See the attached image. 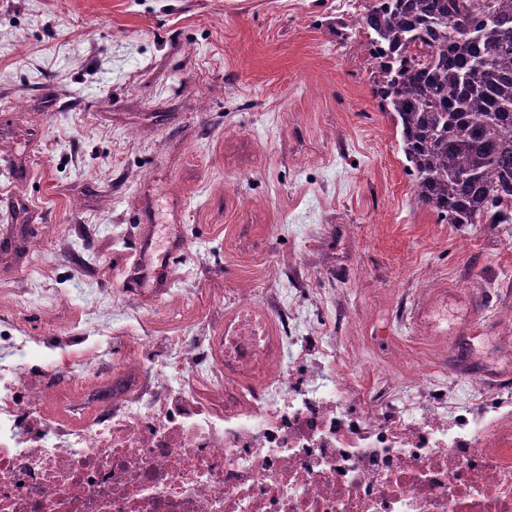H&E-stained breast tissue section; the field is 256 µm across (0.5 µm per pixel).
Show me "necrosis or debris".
Listing matches in <instances>:
<instances>
[{
    "instance_id": "obj_1",
    "label": "necrosis or debris",
    "mask_w": 512,
    "mask_h": 512,
    "mask_svg": "<svg viewBox=\"0 0 512 512\" xmlns=\"http://www.w3.org/2000/svg\"><path fill=\"white\" fill-rule=\"evenodd\" d=\"M224 331L124 337L111 375L73 387L61 361L36 378L0 362V512H512V419L485 421V385L448 383L404 352L361 388L308 336L296 383L298 308L246 289Z\"/></svg>"
}]
</instances>
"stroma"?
<instances>
[{"label":"stroma","mask_w":512,"mask_h":512,"mask_svg":"<svg viewBox=\"0 0 512 512\" xmlns=\"http://www.w3.org/2000/svg\"><path fill=\"white\" fill-rule=\"evenodd\" d=\"M369 0H0V336L34 375L54 361L121 355L120 336H206L219 293L297 288L319 297L311 325L390 344L422 363V328L448 338V378L489 385L487 420L512 413V236L498 224H447L417 206L400 134L375 94ZM351 23L346 37L337 21ZM250 224L248 244L235 239ZM322 249L327 266L306 256ZM141 278L138 313L99 304ZM69 299L53 320L40 298ZM447 304L417 317L424 290ZM81 344H71V337ZM38 294L43 299V314L51 319L56 312L65 305L66 298L50 288H16L10 297V305L13 309L24 308L30 296Z\"/></svg>","instance_id":"stroma-1"}]
</instances>
